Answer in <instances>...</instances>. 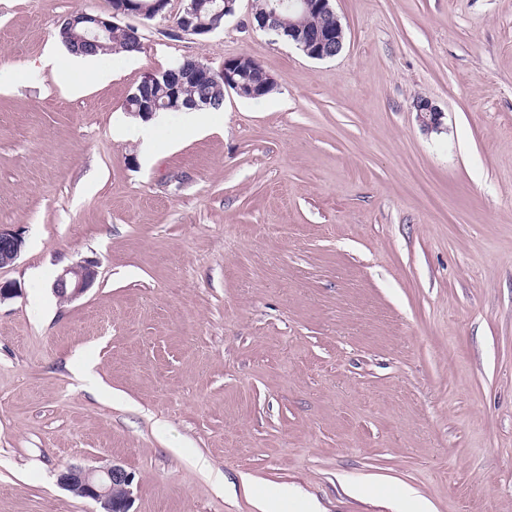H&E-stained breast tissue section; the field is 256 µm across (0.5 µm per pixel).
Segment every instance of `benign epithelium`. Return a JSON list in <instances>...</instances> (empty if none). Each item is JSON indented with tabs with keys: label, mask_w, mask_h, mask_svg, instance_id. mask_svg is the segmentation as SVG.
Returning <instances> with one entry per match:
<instances>
[{
	"label": "benign epithelium",
	"mask_w": 512,
	"mask_h": 512,
	"mask_svg": "<svg viewBox=\"0 0 512 512\" xmlns=\"http://www.w3.org/2000/svg\"><path fill=\"white\" fill-rule=\"evenodd\" d=\"M177 19L175 32L196 36L208 35L224 26L225 18L236 12L237 0H186ZM169 0H111V12L107 15L85 12L69 15L61 24V32L67 45L77 52L109 51L112 37L122 33L125 38L142 47L141 33L132 25H122L126 16L142 19L165 15ZM288 10L319 17L332 11L331 0H290ZM206 12L209 19L201 18ZM258 28L285 35L312 59H326L338 55L343 47L345 34L341 23L333 26H316L313 29L297 28L281 30V17L277 9L254 13ZM209 81L237 95H255L260 88L243 80L238 59L224 61V69L213 71L205 64L189 65L185 62L163 73H149L140 82L130 99L137 102L135 116H149L160 109L157 97L176 96L187 83ZM418 120L428 130H438L443 113L425 98L413 104ZM23 246L22 234L0 227V268L15 262ZM97 277L96 266L87 261L64 268L53 282L54 294L63 301L71 302L83 295ZM134 476L120 465H108L100 469H87L71 465L60 474V484L68 490L78 489L85 498L100 505L102 512H130Z\"/></svg>",
	"instance_id": "1"
}]
</instances>
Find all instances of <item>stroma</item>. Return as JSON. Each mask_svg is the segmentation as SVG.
I'll list each match as a JSON object with an SVG mask.
<instances>
[{"mask_svg":"<svg viewBox=\"0 0 512 512\" xmlns=\"http://www.w3.org/2000/svg\"><path fill=\"white\" fill-rule=\"evenodd\" d=\"M253 5L79 65L110 0H0V512H97L59 474L112 463L131 512H512V0H333L325 60ZM234 57L269 97L115 138L146 73ZM418 120L427 130H439L442 124V112L428 99L417 98L413 104ZM154 119L144 120L138 119L137 122L131 127H121L117 129L118 136H135L141 141V151L145 158L149 157L155 146V133H154ZM22 234L0 227V268L15 262L23 246ZM97 277L96 266L83 261L64 268L53 282L54 294L63 301L70 302L83 295Z\"/></svg>","mask_w":512,"mask_h":512,"instance_id":"35a3bbf8","label":"stroma"}]
</instances>
